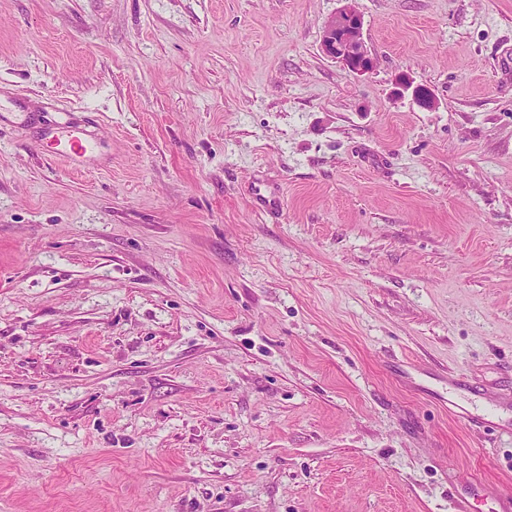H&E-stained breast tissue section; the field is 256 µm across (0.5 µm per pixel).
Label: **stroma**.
Returning a JSON list of instances; mask_svg holds the SVG:
<instances>
[{"instance_id": "1", "label": "stroma", "mask_w": 512, "mask_h": 512, "mask_svg": "<svg viewBox=\"0 0 512 512\" xmlns=\"http://www.w3.org/2000/svg\"><path fill=\"white\" fill-rule=\"evenodd\" d=\"M354 5L0 0V512L512 492V0ZM353 1L345 0L346 5L325 22L321 48L326 56L363 76L374 68L375 57L364 42L363 21ZM397 84L403 91H410L413 101L419 107L431 109L435 106V99L429 89L422 85H414V82L407 75H400ZM53 145H55V147H53ZM61 146L62 144L60 141H55L47 143L46 146L42 145L41 149L53 154H57L70 162H74L77 159L84 157L90 149L89 143H87L80 136L79 132L75 131L70 133L69 138L63 144V146Z\"/></svg>"}]
</instances>
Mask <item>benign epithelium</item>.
Returning <instances> with one entry per match:
<instances>
[{
	"instance_id": "1",
	"label": "benign epithelium",
	"mask_w": 512,
	"mask_h": 512,
	"mask_svg": "<svg viewBox=\"0 0 512 512\" xmlns=\"http://www.w3.org/2000/svg\"><path fill=\"white\" fill-rule=\"evenodd\" d=\"M345 2L346 5L325 22L321 48L326 56L341 63L352 73L363 76L374 68L375 57L364 42L363 21L353 0ZM398 85L411 93L419 107L431 109L435 106V99L429 89L414 84L407 75L399 76Z\"/></svg>"
}]
</instances>
